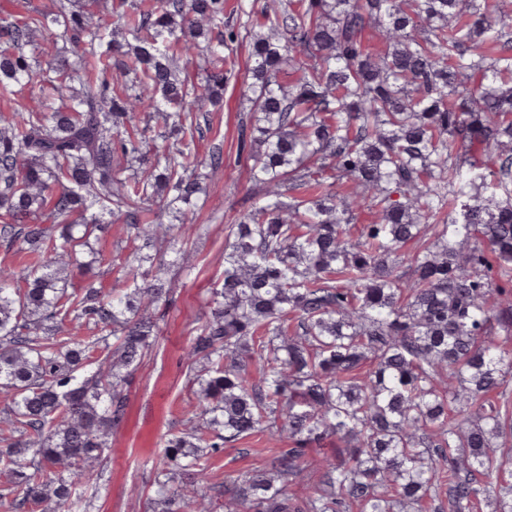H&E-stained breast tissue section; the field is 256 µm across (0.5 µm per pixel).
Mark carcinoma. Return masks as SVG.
<instances>
[{"label":"carcinoma","instance_id":"1","mask_svg":"<svg viewBox=\"0 0 512 512\" xmlns=\"http://www.w3.org/2000/svg\"><path fill=\"white\" fill-rule=\"evenodd\" d=\"M225 0H121L111 27L89 0L0 17V94L47 57L34 106L0 112V461L12 512H87L128 377L170 300L167 250L208 171L195 139L165 146L224 95ZM250 42L252 116L238 131L262 202L228 226L224 276L186 348L194 401L164 443L160 512H512V8L488 0H288ZM70 48L76 61L53 67ZM202 61L197 81L187 67ZM133 75L92 87L83 70ZM140 172L120 177L123 162ZM367 223L358 224L361 215ZM135 230L122 277L78 248ZM94 328L81 341L64 328ZM256 432L289 448L271 469L207 494L203 449ZM334 437L303 505L286 484ZM133 237L134 230L128 224H124L122 221L112 224V233L107 236L108 246L106 258L112 259L114 263H112L111 266H108V261L100 266L95 264L92 272L86 275H80L79 272L75 270L73 280L75 287L79 289L93 281L96 287L101 283L105 288H111L112 282L114 278L117 277L120 270L117 266H119V263L122 262V259L128 253L129 249L127 247L131 246ZM336 448H340V443L334 437H328L320 445L312 446L307 450L303 465L306 468L305 474L311 481L316 480L319 472L316 467L324 458H333L336 455Z\"/></svg>","mask_w":512,"mask_h":512}]
</instances>
